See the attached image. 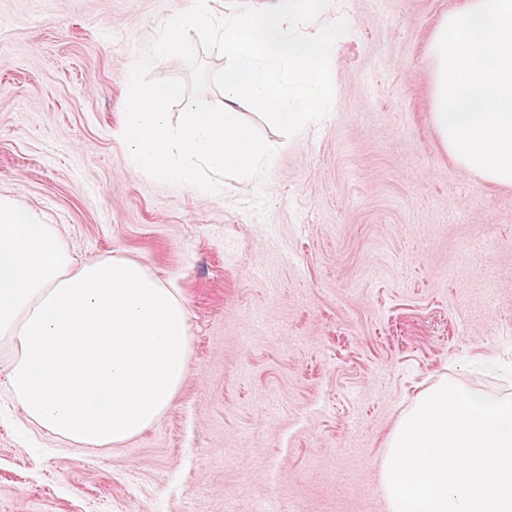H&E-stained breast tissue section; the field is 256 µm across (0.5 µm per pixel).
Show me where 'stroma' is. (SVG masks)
<instances>
[{
    "mask_svg": "<svg viewBox=\"0 0 512 512\" xmlns=\"http://www.w3.org/2000/svg\"><path fill=\"white\" fill-rule=\"evenodd\" d=\"M459 2L339 0L329 115L287 138L240 105L276 153L210 193L123 138L136 48L180 0H0V197L77 261L178 288L192 337L174 403L119 447L71 446L0 386V512H388L386 438L419 392H512V188L429 117L428 41Z\"/></svg>",
    "mask_w": 512,
    "mask_h": 512,
    "instance_id": "obj_1",
    "label": "stroma"
}]
</instances>
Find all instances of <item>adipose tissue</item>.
<instances>
[{
    "label": "adipose tissue",
    "mask_w": 512,
    "mask_h": 512,
    "mask_svg": "<svg viewBox=\"0 0 512 512\" xmlns=\"http://www.w3.org/2000/svg\"><path fill=\"white\" fill-rule=\"evenodd\" d=\"M190 353L174 289L122 256L76 263L55 225L0 198V381L27 420L121 445L171 407Z\"/></svg>",
    "instance_id": "adipose-tissue-1"
}]
</instances>
